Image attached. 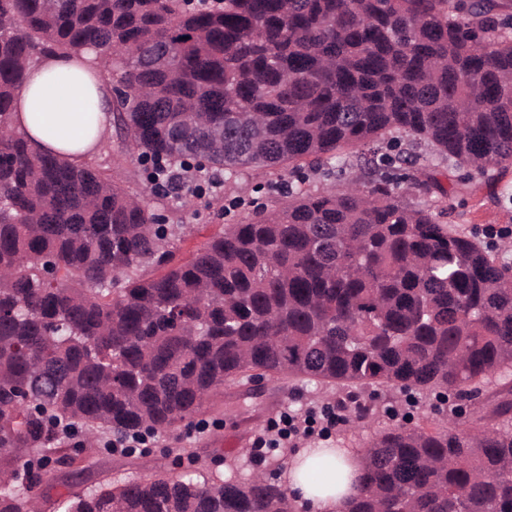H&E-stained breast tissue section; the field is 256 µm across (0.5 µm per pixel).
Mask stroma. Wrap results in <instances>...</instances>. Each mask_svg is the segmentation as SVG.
Wrapping results in <instances>:
<instances>
[{
    "label": "stroma",
    "instance_id": "obj_1",
    "mask_svg": "<svg viewBox=\"0 0 512 512\" xmlns=\"http://www.w3.org/2000/svg\"><path fill=\"white\" fill-rule=\"evenodd\" d=\"M116 142L114 134H107L93 156L94 161L110 168L117 182L149 191L150 185L135 159L113 167ZM418 151L424 155L429 171L438 174L448 191L443 222L476 235L482 245L492 249L499 262L512 266V169L492 181L478 176L460 181L447 174L446 164L426 146H419ZM289 179L284 169L253 168L219 189L222 207L208 205L203 197L191 207L172 197L153 198L152 204L166 213L171 223L196 226V234L180 244L181 254L186 257L206 242L217 225L246 221L258 204L277 207L281 201L280 188ZM335 405V396L326 391L275 377L268 379L264 391L258 394L243 386L225 387L223 394L214 397L200 414L149 437L146 445L132 452H115L100 444L87 447L78 435L68 438L72 463L47 468L41 486L42 510L57 512L74 489L90 490L106 483L202 469L228 477L234 462L244 470L266 467V458L256 455L254 449L258 440L265 438L267 429L282 425L288 415L309 422L308 434L294 437L295 447L367 448L378 423L351 431L327 428L326 411Z\"/></svg>",
    "mask_w": 512,
    "mask_h": 512
}]
</instances>
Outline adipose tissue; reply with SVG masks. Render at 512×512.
I'll return each instance as SVG.
<instances>
[{"mask_svg": "<svg viewBox=\"0 0 512 512\" xmlns=\"http://www.w3.org/2000/svg\"><path fill=\"white\" fill-rule=\"evenodd\" d=\"M96 50L52 56L29 63L27 79L15 96L12 127L24 134L40 153L51 152L79 164L98 149L112 128L111 94ZM310 462L291 459L284 484L295 502L311 504L316 512H342L355 492L350 481H316Z\"/></svg>", "mask_w": 512, "mask_h": 512, "instance_id": "adipose-tissue-1", "label": "adipose tissue"}]
</instances>
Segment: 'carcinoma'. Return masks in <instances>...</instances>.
<instances>
[{"mask_svg": "<svg viewBox=\"0 0 512 512\" xmlns=\"http://www.w3.org/2000/svg\"><path fill=\"white\" fill-rule=\"evenodd\" d=\"M498 0H0V512L40 508L62 430L85 441L165 432L255 369L330 388L353 427L369 387L428 399L453 388L491 416L435 431L386 426L343 512H512V286L477 241L409 208L379 154L405 135L451 168L512 167V14ZM173 69L154 65V41ZM99 51L130 92L112 129L175 193L261 166L311 168L356 151L372 186L294 190L187 236L93 161L36 152L10 125L26 66ZM224 128V155L201 153ZM34 375L44 387L25 396ZM29 457L23 462L21 458ZM262 472L166 473L72 491L64 512H293Z\"/></svg>", "mask_w": 512, "mask_h": 512, "instance_id": "cac0c4a2", "label": "carcinoma"}]
</instances>
